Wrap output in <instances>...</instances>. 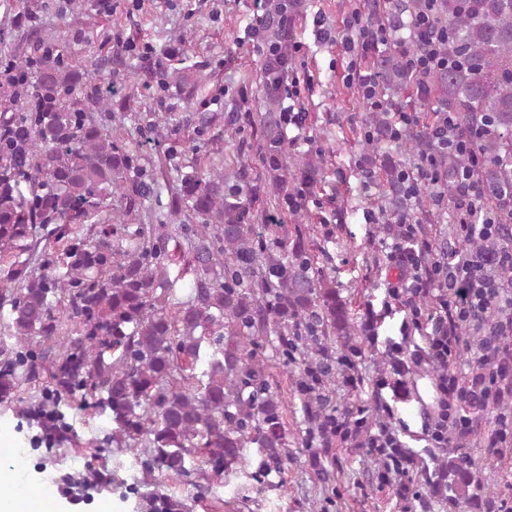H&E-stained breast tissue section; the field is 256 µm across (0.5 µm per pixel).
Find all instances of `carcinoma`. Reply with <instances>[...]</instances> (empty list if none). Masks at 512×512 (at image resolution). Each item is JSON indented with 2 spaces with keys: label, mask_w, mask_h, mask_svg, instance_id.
<instances>
[{
  "label": "carcinoma",
  "mask_w": 512,
  "mask_h": 512,
  "mask_svg": "<svg viewBox=\"0 0 512 512\" xmlns=\"http://www.w3.org/2000/svg\"><path fill=\"white\" fill-rule=\"evenodd\" d=\"M431 16L448 33V66L430 76L429 90L475 135L481 163L472 178L492 207L512 215V0H438ZM63 42L58 31L17 44L0 32V63L22 73L0 81V263H8L0 317L15 339L0 348V402L47 375L39 441H70L63 407L77 401L107 418L112 442L140 459L144 477L185 482L197 502L240 471L257 492L276 490L288 440L262 339L277 334L285 361L300 342L320 355L331 337L352 340L348 307L311 276L304 238L289 257L267 255L221 169L180 174L172 208L201 224L188 237L192 264L169 253L179 229L142 223V200L158 195V179H140L137 158L92 116L112 108L116 91L88 98L89 72L65 60ZM379 66L383 83L402 84L401 64L387 56ZM427 145L421 131L401 142L406 151ZM61 224H98L99 235L69 237ZM41 234L56 236L62 250L43 252L37 271L28 255ZM190 266L193 295L184 304L175 291ZM250 445L251 471L243 455ZM426 486L454 501L480 488L454 457ZM140 512L189 510L165 492L143 499Z\"/></svg>",
  "instance_id": "1"
}]
</instances>
